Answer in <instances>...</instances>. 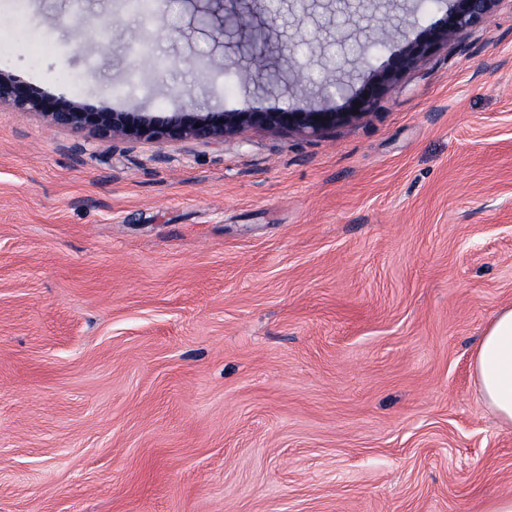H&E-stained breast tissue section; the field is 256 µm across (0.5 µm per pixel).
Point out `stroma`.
<instances>
[{
	"instance_id": "1",
	"label": "stroma",
	"mask_w": 512,
	"mask_h": 512,
	"mask_svg": "<svg viewBox=\"0 0 512 512\" xmlns=\"http://www.w3.org/2000/svg\"><path fill=\"white\" fill-rule=\"evenodd\" d=\"M278 0L271 45L336 35ZM317 136L107 138L0 105V512H487L512 426L471 363L512 307V0ZM204 0H0V72L90 112L241 108ZM108 52L76 53L91 36ZM152 50L137 73L132 44ZM284 81L254 100L294 101Z\"/></svg>"
}]
</instances>
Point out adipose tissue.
I'll return each instance as SVG.
<instances>
[{"label":"adipose tissue","mask_w":512,"mask_h":512,"mask_svg":"<svg viewBox=\"0 0 512 512\" xmlns=\"http://www.w3.org/2000/svg\"><path fill=\"white\" fill-rule=\"evenodd\" d=\"M475 388L499 420L512 425V307L500 310L473 355Z\"/></svg>","instance_id":"obj_1"}]
</instances>
